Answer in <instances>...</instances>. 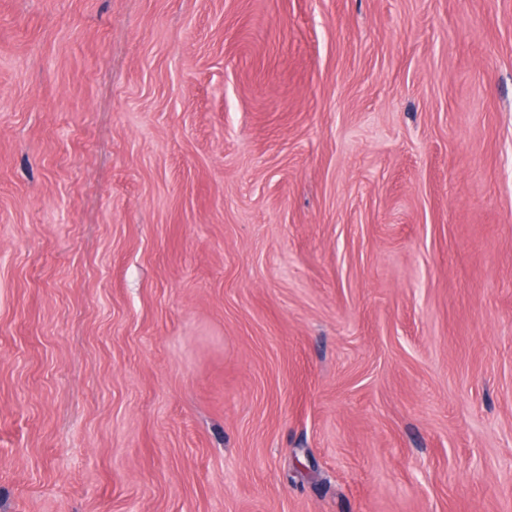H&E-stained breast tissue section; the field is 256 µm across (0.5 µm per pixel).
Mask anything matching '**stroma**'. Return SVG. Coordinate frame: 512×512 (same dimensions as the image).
I'll return each mask as SVG.
<instances>
[{
  "label": "stroma",
  "instance_id": "obj_1",
  "mask_svg": "<svg viewBox=\"0 0 512 512\" xmlns=\"http://www.w3.org/2000/svg\"><path fill=\"white\" fill-rule=\"evenodd\" d=\"M0 512H512V0H0Z\"/></svg>",
  "mask_w": 512,
  "mask_h": 512
}]
</instances>
